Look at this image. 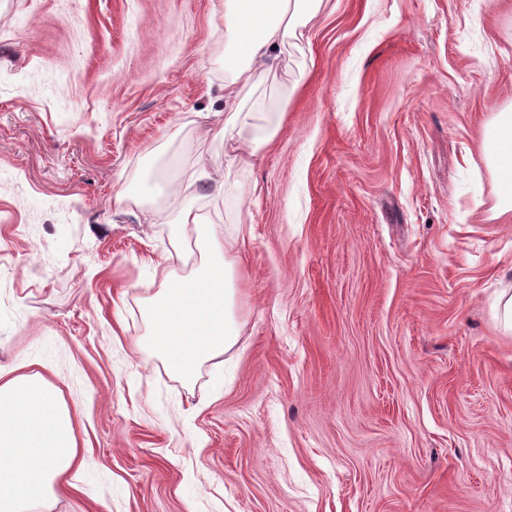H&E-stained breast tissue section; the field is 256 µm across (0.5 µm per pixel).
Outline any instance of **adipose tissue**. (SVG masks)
<instances>
[{"mask_svg": "<svg viewBox=\"0 0 512 512\" xmlns=\"http://www.w3.org/2000/svg\"><path fill=\"white\" fill-rule=\"evenodd\" d=\"M325 0H224V124L244 123V98L257 72L272 70L279 50L303 38ZM500 185L496 215L512 213V113H497L482 143ZM193 241L199 261L185 275L147 289L144 349L184 383L200 367L231 350L240 325L235 316L236 260L224 240L189 206L172 227L171 249L182 258ZM75 418L57 389L23 366L0 369V512H30L69 492L71 471L86 467Z\"/></svg>", "mask_w": 512, "mask_h": 512, "instance_id": "obj_1", "label": "adipose tissue"}]
</instances>
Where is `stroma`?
<instances>
[{
    "mask_svg": "<svg viewBox=\"0 0 512 512\" xmlns=\"http://www.w3.org/2000/svg\"><path fill=\"white\" fill-rule=\"evenodd\" d=\"M224 0H0V367L89 468L33 512H512V0H327L224 161ZM213 157L196 174L199 147ZM159 170L154 208L121 203ZM190 204L238 261L192 384L135 347ZM489 166L500 185L495 217L512 212V113L499 112L490 123L482 143ZM277 135L276 129H269L255 135L234 148L231 154H224V161L229 164L240 162L245 154L254 155L260 148L270 145Z\"/></svg>",
    "mask_w": 512,
    "mask_h": 512,
    "instance_id": "1",
    "label": "stroma"
}]
</instances>
